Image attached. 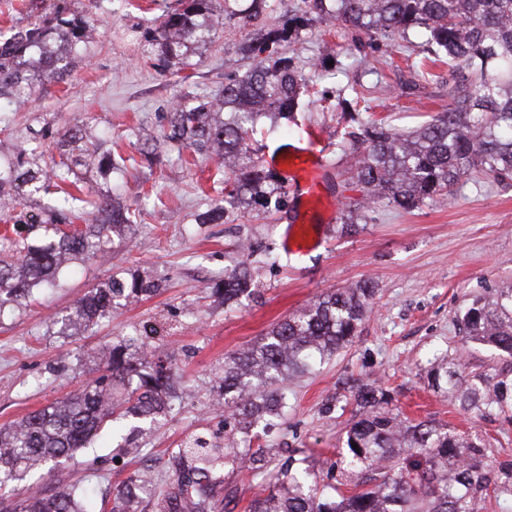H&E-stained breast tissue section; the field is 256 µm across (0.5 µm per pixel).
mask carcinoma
<instances>
[{"label": "carcinoma", "mask_w": 512, "mask_h": 512, "mask_svg": "<svg viewBox=\"0 0 512 512\" xmlns=\"http://www.w3.org/2000/svg\"><path fill=\"white\" fill-rule=\"evenodd\" d=\"M180 7L154 19L147 52L166 69L184 60L195 45L211 44L219 22L211 0H179ZM326 16L342 28L375 31L403 40L410 30L427 34L431 54L448 59V110L413 131L400 132L368 121L346 132L360 153L358 182L368 201L343 215L355 224L359 209L385 200L410 210L448 194L462 174L480 172L497 183L512 180V0H304V8L267 25L243 47L253 66L224 82L217 98H180L173 105L167 139L177 148L213 152L224 158L229 174L224 197L237 209L286 201L277 192L276 175L255 157L245 124L262 115L283 119L299 107L306 79L289 57L272 59L268 47L292 43L313 20ZM89 39V24L52 3L25 29L0 45V98L28 101L35 92L28 74L31 51L63 63L50 75L64 78L76 47ZM362 92L352 87L339 105L350 121L360 111ZM107 177L120 168L110 155H80ZM70 167L61 161L41 166L21 152L0 162V200L27 196L24 188L49 197L53 224H73L92 212L95 223L62 233L40 245L11 242V255L0 257V304L18 302L40 285L53 284L74 258L105 252L109 233L130 222L125 211L107 201L91 202L69 190ZM250 263L242 261L213 293L231 305L253 285ZM159 288L137 275L114 278L92 288L69 318L78 333L112 312L118 299L150 296ZM374 288L363 282L320 296L274 326L251 348L224 357V410L241 440L257 428L274 426L288 409L285 381L315 371L357 335L371 309ZM461 331L468 343L512 358V288H499L475 300L465 311ZM101 374L63 400L28 416L16 426L0 427V512H93L89 490L79 482L51 492L29 489L44 466L55 469L90 448L106 425L138 429L169 411L179 398L182 376L157 350L140 338L112 345L100 357ZM428 386L465 411L481 416L512 413V362L490 371L469 370L460 357L436 359ZM359 416L346 434L337 463L341 478L355 477L346 494L333 483L319 485L308 457L270 467L267 451L244 452L235 440L196 437L168 457L169 476L161 493H152L151 471L136 470L112 496L110 512H143V495H155L154 512H226L217 501L216 474L229 467L247 469L278 493L260 497L251 512H477L489 496L512 500V459L486 465L487 446L477 432L458 433L433 422L413 423L390 408L386 393L371 384L357 386ZM357 447H352V444Z\"/></svg>", "instance_id": "carcinoma-1"}]
</instances>
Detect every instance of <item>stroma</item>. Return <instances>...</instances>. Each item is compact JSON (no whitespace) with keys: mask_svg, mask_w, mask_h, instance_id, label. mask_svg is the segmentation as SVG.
<instances>
[{"mask_svg":"<svg viewBox=\"0 0 512 512\" xmlns=\"http://www.w3.org/2000/svg\"><path fill=\"white\" fill-rule=\"evenodd\" d=\"M213 5L223 23L219 39L185 63L161 69L144 58V39L153 18L177 8L178 0H71V9L96 28L80 63L64 79L43 77L26 105L0 99L2 147L58 161L65 131L77 126L84 148L133 157L132 165L107 178L92 167L74 172L89 199L110 197L137 217L111 235L105 257L75 261L54 285L0 310V426L19 423L79 389L96 376L103 349L155 324L190 393L175 401L161 424L139 434L138 453L95 473L69 463L63 471L90 489L98 507L141 464H149L156 484H163L168 449L192 434L224 429L215 385L226 354L254 344L317 296L370 280L376 293L357 336L320 370L289 381L291 408L253 446L271 449L276 463L292 452L306 455L318 474L329 475L356 413L350 382L361 379L377 382L404 417L480 432L488 442V464L497 465L512 452V421L450 404L428 388L427 372L439 356L463 357L476 371L503 361L497 352L465 344L458 319L473 298L512 285V182L473 173L447 198L408 211L380 202L354 227L340 220L346 209L362 204L366 191L353 177L358 154L343 146L351 122L337 106L339 94L357 87L369 106L359 120L381 119L408 131L447 109V65L429 59L421 33L405 43L325 20L314 21L291 45L269 47L271 57H292L310 79L309 105L296 123L276 130L260 120L251 148L267 161L283 144L313 136L323 145L322 195L312 203L322 216L319 242L294 252L284 245L294 223L289 209L258 207L244 216L231 213L222 224L199 223V215L224 195V161L191 149L177 153L165 142L177 95L217 93L227 77L251 66L240 47L255 38L254 27L226 16L224 0ZM44 8L43 0H0V42ZM318 59L339 62L341 69L324 73L314 65ZM47 219L42 201L0 203V231L32 224L36 236L49 235ZM245 240L270 247L278 261L255 264L252 294L227 306L208 287L238 265V245ZM134 271L158 282V292L117 307L79 334L64 335L80 298Z\"/></svg>","mask_w":512,"mask_h":512,"instance_id":"35a3bbf8","label":"stroma"}]
</instances>
